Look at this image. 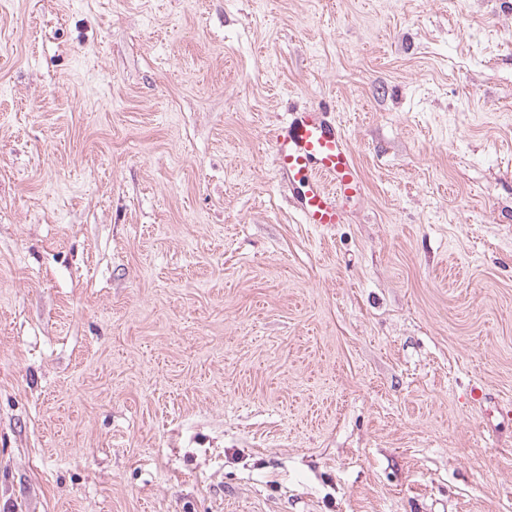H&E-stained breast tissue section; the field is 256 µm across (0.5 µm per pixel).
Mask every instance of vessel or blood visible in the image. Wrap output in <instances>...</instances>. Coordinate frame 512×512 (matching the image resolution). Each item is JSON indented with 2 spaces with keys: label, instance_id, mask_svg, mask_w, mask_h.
Returning <instances> with one entry per match:
<instances>
[{
  "label": "vessel or blood",
  "instance_id": "vessel-or-blood-1",
  "mask_svg": "<svg viewBox=\"0 0 512 512\" xmlns=\"http://www.w3.org/2000/svg\"><path fill=\"white\" fill-rule=\"evenodd\" d=\"M280 182L296 189L303 223H341V201L360 197L364 183L350 143L319 105L298 106L271 139Z\"/></svg>",
  "mask_w": 512,
  "mask_h": 512
}]
</instances>
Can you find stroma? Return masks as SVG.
<instances>
[{
	"label": "stroma",
	"mask_w": 512,
	"mask_h": 512,
	"mask_svg": "<svg viewBox=\"0 0 512 512\" xmlns=\"http://www.w3.org/2000/svg\"><path fill=\"white\" fill-rule=\"evenodd\" d=\"M499 403L512 0H0V512H512ZM288 115L271 139L279 181L298 190L296 206L303 223L341 224L340 201L364 192L350 143L325 107L298 106Z\"/></svg>",
	"instance_id": "1"
}]
</instances>
